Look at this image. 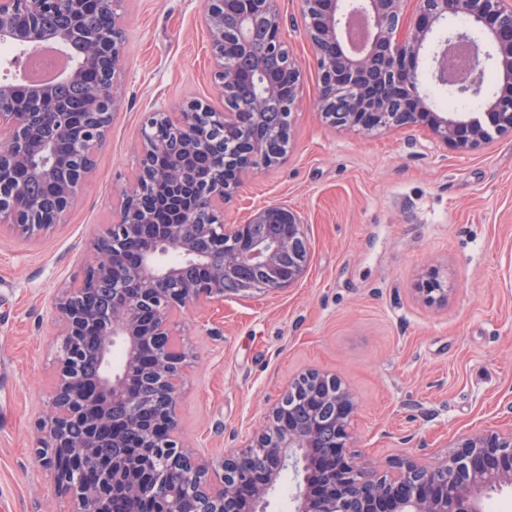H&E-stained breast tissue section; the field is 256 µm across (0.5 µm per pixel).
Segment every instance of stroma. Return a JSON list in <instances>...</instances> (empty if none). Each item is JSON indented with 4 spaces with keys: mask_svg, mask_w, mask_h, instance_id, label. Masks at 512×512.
<instances>
[{
    "mask_svg": "<svg viewBox=\"0 0 512 512\" xmlns=\"http://www.w3.org/2000/svg\"><path fill=\"white\" fill-rule=\"evenodd\" d=\"M202 3L117 0L125 102L89 183L41 237L0 236V512H67L33 450L55 372L51 298L57 284L79 281L87 242L117 221L116 193L134 181L132 146L149 112L213 100ZM279 6L304 104L290 116L286 161L247 179L224 220L286 204L306 222L310 260L295 286L178 316L174 340L194 351L181 389L185 437L206 455L241 443L308 368L350 386L353 446L380 468L399 451L440 454L461 434L512 426V136L461 154L418 128L365 137L329 127L313 107L299 0ZM431 270L447 303L418 291Z\"/></svg>",
    "mask_w": 512,
    "mask_h": 512,
    "instance_id": "obj_1",
    "label": "stroma"
}]
</instances>
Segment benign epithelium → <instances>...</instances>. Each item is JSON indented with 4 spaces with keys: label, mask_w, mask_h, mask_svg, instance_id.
<instances>
[{
    "label": "benign epithelium",
    "mask_w": 512,
    "mask_h": 512,
    "mask_svg": "<svg viewBox=\"0 0 512 512\" xmlns=\"http://www.w3.org/2000/svg\"><path fill=\"white\" fill-rule=\"evenodd\" d=\"M77 0H0V41L24 51L37 49L48 37L70 41L67 28L43 26V17ZM300 21L317 69L315 106L331 126L362 134L391 128L425 129L432 139L460 153L512 135V0H300ZM462 16L467 27L451 24ZM200 24L206 30L217 99L222 103L224 139L235 154L224 173L198 186L187 160L207 153L215 143L198 127L197 116L211 110L192 100L156 109L147 118L136 144L138 164L157 153L169 156L157 178L179 189L167 200L170 223L156 224L139 193H121L118 221L107 224L91 244L81 282L63 283L53 295L59 313L56 372L48 411L40 426L38 454L53 474L57 497L70 512H99L109 486L124 480L131 463L99 456L100 436L112 435V447L146 449L136 465L132 492L169 490L158 497L161 512H173L178 495L187 492L197 512H263V506L286 467L303 474L293 496V512H485V496L512 488V428L483 429L456 438L444 455H401L379 470L352 454L351 422L355 399L334 375L308 370L288 384L268 409L260 428L221 459L209 458L181 435L179 399L190 352L184 346H159L172 336L175 315L191 306L224 300V279L239 282L237 295L278 291L301 280L307 271L310 243L302 217L284 204L257 210L247 224L224 223V204L233 199L255 171L279 164L269 143L290 124L301 101L302 69L282 42L284 18L279 0H204ZM465 44L468 67L455 77L436 65L432 81L450 85L463 97H478L487 68L498 78L497 93L477 112H436L419 68ZM126 41L117 20L112 29L87 33L76 71L56 86L27 89L22 82L0 81V233L35 239L48 232L79 198L93 162L75 166L84 155H60L55 140L65 136L71 112H28L15 101L22 95L53 100L77 76L97 69L110 75L83 96L97 145L106 139L112 112L123 103L119 77ZM288 74L283 92L277 73ZM52 124L55 137L41 138L38 127ZM170 121L173 141L160 143L151 129ZM54 188L51 224L30 216L41 208L37 187ZM218 212L214 224L200 220L202 209ZM275 224L271 235L250 231ZM224 252V264L215 252ZM299 259L285 265V251ZM173 254L179 261L165 263ZM129 265L124 295L103 312L85 297L111 280L115 264ZM263 278L257 281L253 269ZM206 273L205 285L191 274ZM421 291L431 304L448 301V289L431 272ZM97 346L98 371L82 370L81 344ZM122 357L112 366V352ZM155 390L152 405L140 402L139 385ZM333 404L334 416L322 415ZM125 407L120 416L116 405Z\"/></svg>",
    "instance_id": "benign-epithelium-1"
}]
</instances>
